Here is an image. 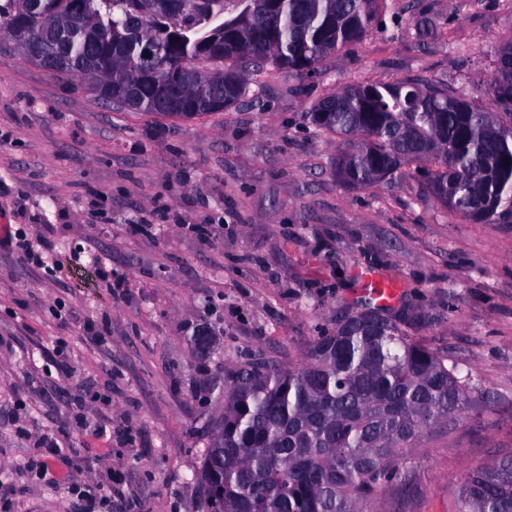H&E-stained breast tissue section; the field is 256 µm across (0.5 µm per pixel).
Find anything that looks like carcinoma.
Segmentation results:
<instances>
[{
    "label": "carcinoma",
    "mask_w": 512,
    "mask_h": 512,
    "mask_svg": "<svg viewBox=\"0 0 512 512\" xmlns=\"http://www.w3.org/2000/svg\"><path fill=\"white\" fill-rule=\"evenodd\" d=\"M31 0H4L0 23L21 56ZM42 23L67 16L62 81L96 68L107 103L155 119L215 115L238 105L249 78L269 68L308 75L361 42L388 0H188L185 13L160 0H41ZM154 39L168 67V95L194 97L184 113L158 96L138 69ZM304 118L338 140L336 177L355 189L430 167L428 191L475 224L512 220V42L496 55L489 102L448 86L399 79L348 84L311 103ZM366 307L313 341L305 361H247L224 381V415L214 422L198 470L209 512H367L422 433L475 403L469 382L446 358ZM456 512H512V456L466 476Z\"/></svg>",
    "instance_id": "carcinoma-1"
}]
</instances>
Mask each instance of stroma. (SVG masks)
<instances>
[{"instance_id":"35a3bbf8","label":"stroma","mask_w":512,"mask_h":512,"mask_svg":"<svg viewBox=\"0 0 512 512\" xmlns=\"http://www.w3.org/2000/svg\"><path fill=\"white\" fill-rule=\"evenodd\" d=\"M510 41L512 0H391L317 78L267 70L241 105L173 122L114 110L0 39V225L122 280L80 288L0 247V512H85V482L123 491L99 512H205L197 471L228 374L304 361L357 311L366 272L398 290L384 315L478 399L423 433L372 510L455 512L466 475L512 455V222L449 212L419 173L345 187L335 140L302 114L402 77L486 101ZM206 328L219 337L204 356ZM79 411L111 423L109 451L85 445ZM41 435L74 447L45 473L27 467Z\"/></svg>"}]
</instances>
